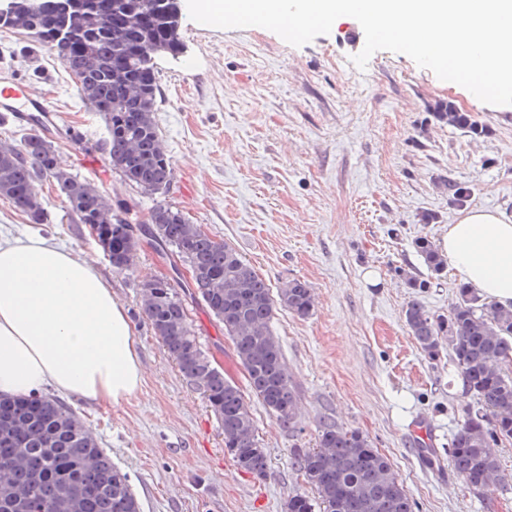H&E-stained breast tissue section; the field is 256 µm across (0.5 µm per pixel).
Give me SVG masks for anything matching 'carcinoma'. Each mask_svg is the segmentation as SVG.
I'll return each mask as SVG.
<instances>
[{
  "label": "carcinoma",
  "instance_id": "carcinoma-1",
  "mask_svg": "<svg viewBox=\"0 0 512 512\" xmlns=\"http://www.w3.org/2000/svg\"><path fill=\"white\" fill-rule=\"evenodd\" d=\"M54 2L20 0L22 6L8 17L10 29L54 47L67 72L79 79L80 95L103 116V152L112 168L146 192H164L173 180V167L155 122L154 59L182 50L180 0H116L110 21L83 3L70 14L72 37L64 41L56 39L59 15ZM119 43L137 51L121 57ZM434 117L475 136L482 133L450 103L437 105ZM50 179L59 185L78 222L89 226L112 267L119 273L133 270L138 241L125 203L61 170L52 140L44 133H26L20 149L0 146V197L27 213L34 224L46 221L35 183ZM144 232L172 258L174 269L182 265L188 270L186 287L223 324L250 393L283 427L295 428L297 397L272 321L279 306L309 316L314 307L310 286L293 279L272 295L265 278L233 247L164 201L151 210ZM414 246L431 273L439 275L448 266L430 240L419 238ZM140 288L142 314L184 380L219 421L225 450L240 469L265 478L268 458L260 449L245 395L202 348L185 299L168 279L147 278ZM404 319L430 358L448 342L463 384L476 400L449 444L448 465L482 497L494 480H504L488 452L490 442L499 435L512 439V372L499 367L512 356V309L461 286L448 315L436 316L413 300ZM294 464L317 499L296 494L286 512H413V501L388 458L356 431L323 424L317 446L297 449ZM0 512H142V506L127 472L112 463L68 404L29 397L0 400Z\"/></svg>",
  "mask_w": 512,
  "mask_h": 512
}]
</instances>
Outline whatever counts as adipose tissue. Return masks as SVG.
<instances>
[{
    "label": "adipose tissue",
    "mask_w": 512,
    "mask_h": 512,
    "mask_svg": "<svg viewBox=\"0 0 512 512\" xmlns=\"http://www.w3.org/2000/svg\"><path fill=\"white\" fill-rule=\"evenodd\" d=\"M460 283L512 308V218L473 208L438 240ZM140 382L127 315L106 280L42 236L0 234V395L116 403Z\"/></svg>",
    "instance_id": "1"
}]
</instances>
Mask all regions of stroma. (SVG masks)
I'll return each mask as SVG.
<instances>
[{
	"label": "stroma",
	"instance_id": "35a3bbf8",
	"mask_svg": "<svg viewBox=\"0 0 512 512\" xmlns=\"http://www.w3.org/2000/svg\"><path fill=\"white\" fill-rule=\"evenodd\" d=\"M181 37L180 55L156 59L155 120L174 175L166 202L232 246L272 289L299 279L314 293L309 316L280 308L272 321L298 399L297 429L249 401L266 479L237 469L216 418L142 317L137 285L170 276L168 259L143 238L134 270L116 272L87 226L74 223L55 181L35 184L44 224L0 198V232L43 235L73 251L129 315L138 388L117 403L71 406L128 473L142 512H284L288 497L311 492L294 451L315 447L325 421L366 435L388 457L413 512H512V442L491 443L509 480L483 497L455 472L426 468L411 448L409 427L425 417L435 448L447 452L473 401L450 351L429 359L404 322L414 300L447 314L458 287L451 272L430 275L417 238L438 241L470 208L512 217V107L483 103L404 54L379 51L358 69L351 58L365 36L346 16L301 47L264 28L221 29L187 16ZM4 81L29 84L57 111L60 167L147 218L156 196L112 170L104 121L52 49L0 29ZM441 101L469 113L482 134L437 122ZM450 181L462 200L449 197ZM410 275L431 284L411 288ZM190 310L202 344L245 385L223 325L199 304Z\"/></svg>",
	"mask_w": 512,
	"mask_h": 512
}]
</instances>
